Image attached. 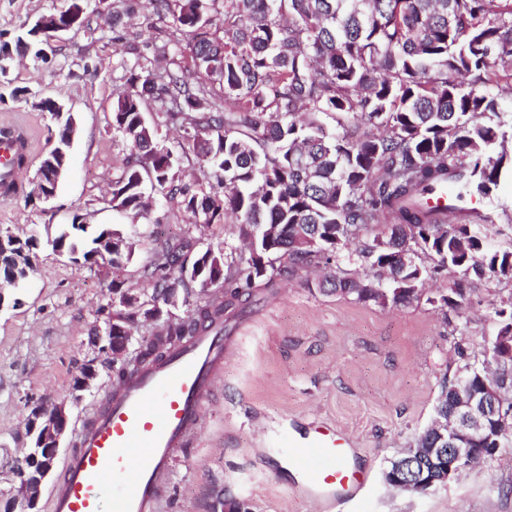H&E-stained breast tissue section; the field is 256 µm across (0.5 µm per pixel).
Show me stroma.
<instances>
[{
	"instance_id": "1",
	"label": "stroma",
	"mask_w": 512,
	"mask_h": 512,
	"mask_svg": "<svg viewBox=\"0 0 512 512\" xmlns=\"http://www.w3.org/2000/svg\"><path fill=\"white\" fill-rule=\"evenodd\" d=\"M63 5L0 0V45L9 44L11 54L0 70V119L28 123L41 154L55 145V127L35 101L56 100L79 120L68 173L51 201L29 198V170L20 179L22 191L0 196V229L40 239L26 287L13 292L17 305L0 310V459L22 456L33 409L69 398L87 361H99L95 385L71 407L69 435L41 489V512H48L67 461L116 387L111 359L98 358L89 343L113 283L143 294L139 271L158 241L190 231L218 243L233 231L229 223H194L162 200L135 219L112 208V182L127 154L111 125L128 57L110 25L116 0H91L83 28L62 35L48 62L33 64L13 45L25 22ZM86 214L92 224L121 232L132 245L131 258L92 266L46 244L48 233ZM328 273L325 267L298 269L225 316L224 333L236 342L207 397L201 428L178 454L160 512H211L220 492L250 512H318L306 481L285 468L291 449L305 447L318 424L342 431L368 473L365 490L343 512H512V441L492 459L424 492L384 480L390 459L431 424L443 378L482 360L494 310L512 296V281L481 282L461 309L445 315L427 299L448 288L451 275L431 282L417 300L382 306L320 293L317 283Z\"/></svg>"
}]
</instances>
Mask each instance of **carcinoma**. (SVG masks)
<instances>
[{
  "mask_svg": "<svg viewBox=\"0 0 512 512\" xmlns=\"http://www.w3.org/2000/svg\"><path fill=\"white\" fill-rule=\"evenodd\" d=\"M125 2L160 37L146 52L130 44L127 90L112 106V128L129 149L112 208L144 215L152 189L207 225L233 215L246 249L228 241L203 249L190 232L155 249L141 271L150 300L178 285L189 310L143 338L137 364L115 367L117 383L216 329L256 284L271 287L296 267L341 258L362 275L338 264L318 288L382 305L409 299L444 271L470 285L495 272L512 279V249L485 248L493 228L512 235L498 201L501 177L512 174L500 106L512 91V0ZM39 22L23 24L16 42L44 62L50 44ZM169 22L186 45L163 32ZM47 112L60 144L67 119L53 99ZM330 114L336 134L324 127ZM162 126L183 132L182 155L159 139ZM190 157L209 187L182 179ZM445 186L448 208L431 205ZM296 224L314 247L292 245ZM108 233L73 223L47 244L96 264ZM408 245L423 254L420 276L397 260ZM201 265L223 284L216 300H191ZM457 287L437 294L438 309L459 307Z\"/></svg>",
  "mask_w": 512,
  "mask_h": 512,
  "instance_id": "1",
  "label": "carcinoma"
}]
</instances>
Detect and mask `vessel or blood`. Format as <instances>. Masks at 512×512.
<instances>
[{
	"mask_svg": "<svg viewBox=\"0 0 512 512\" xmlns=\"http://www.w3.org/2000/svg\"><path fill=\"white\" fill-rule=\"evenodd\" d=\"M34 145L28 131L0 138L1 189L14 192L17 160L31 157ZM223 365L224 338L207 332L122 385L67 463L51 512H156L172 477L174 452L198 431L205 397ZM292 465L310 477L313 497L335 508L368 482L352 448L325 427L314 429Z\"/></svg>",
	"mask_w": 512,
	"mask_h": 512,
	"instance_id": "b4317fda",
	"label": "vessel or blood"
}]
</instances>
